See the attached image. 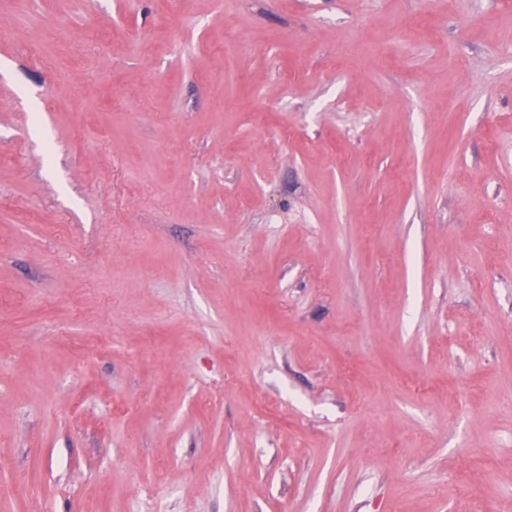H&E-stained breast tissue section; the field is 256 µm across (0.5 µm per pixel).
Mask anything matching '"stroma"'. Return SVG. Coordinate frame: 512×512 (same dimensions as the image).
Here are the masks:
<instances>
[{"label":"stroma","mask_w":512,"mask_h":512,"mask_svg":"<svg viewBox=\"0 0 512 512\" xmlns=\"http://www.w3.org/2000/svg\"><path fill=\"white\" fill-rule=\"evenodd\" d=\"M510 394L512 0H0V512H512Z\"/></svg>","instance_id":"1"}]
</instances>
